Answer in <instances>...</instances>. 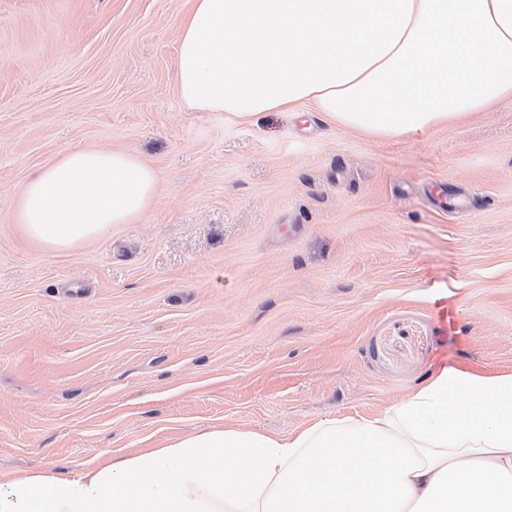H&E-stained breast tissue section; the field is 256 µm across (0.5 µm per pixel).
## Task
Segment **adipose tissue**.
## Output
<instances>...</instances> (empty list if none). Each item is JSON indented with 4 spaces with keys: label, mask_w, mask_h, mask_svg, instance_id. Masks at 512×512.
<instances>
[{
    "label": "adipose tissue",
    "mask_w": 512,
    "mask_h": 512,
    "mask_svg": "<svg viewBox=\"0 0 512 512\" xmlns=\"http://www.w3.org/2000/svg\"><path fill=\"white\" fill-rule=\"evenodd\" d=\"M177 92L249 120L311 107L376 137L512 97V0H188ZM155 169L74 148L22 189V233L57 253L140 220ZM0 512H512V371L444 368L370 416L286 436L205 429L75 475L0 483Z\"/></svg>",
    "instance_id": "obj_1"
}]
</instances>
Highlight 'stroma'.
<instances>
[{"instance_id":"35a3bbf8","label":"stroma","mask_w":512,"mask_h":512,"mask_svg":"<svg viewBox=\"0 0 512 512\" xmlns=\"http://www.w3.org/2000/svg\"><path fill=\"white\" fill-rule=\"evenodd\" d=\"M184 4L0 0L1 475L207 427L288 434L444 367L512 370V97L401 137L193 112ZM75 147L139 155L159 190L140 221L50 253L17 198Z\"/></svg>"}]
</instances>
